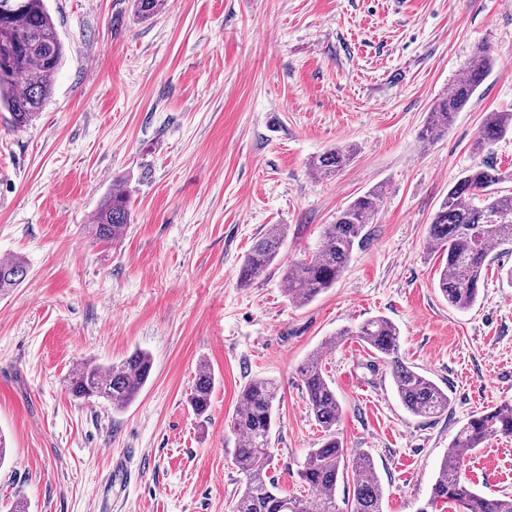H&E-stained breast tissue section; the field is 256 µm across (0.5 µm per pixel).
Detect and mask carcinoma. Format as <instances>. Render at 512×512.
I'll list each match as a JSON object with an SVG mask.
<instances>
[{"label":"carcinoma","mask_w":512,"mask_h":512,"mask_svg":"<svg viewBox=\"0 0 512 512\" xmlns=\"http://www.w3.org/2000/svg\"><path fill=\"white\" fill-rule=\"evenodd\" d=\"M165 0H134L143 18L157 16ZM65 48L45 0H0V112L9 114L11 126H26L40 112L53 90ZM493 58L484 47L461 69L451 90L430 106L421 130L424 142H433L448 131L456 113L469 103L489 75ZM512 135V112H490L485 117L473 150L479 154L491 144ZM351 145L333 148L312 162L321 179H330L355 157ZM496 168L485 163L465 169L448 189L428 225L427 245L447 254L437 288L448 304L471 309L485 287L495 248L512 242V193L503 194ZM382 190L374 188L336 212L324 226L318 247L309 257L282 269L285 295L305 306L331 288L343 275L354 250L363 246L367 225L380 207ZM131 223L129 197L116 187L101 200L93 215L94 235L103 243H118ZM288 232L277 226L257 237L240 269L238 279L248 286L264 276L279 258ZM27 277L26 265L16 258L0 262V291L20 286ZM354 336L389 368L396 394L413 415L435 419L448 411L450 399L436 382L409 365L400 353V331L384 316L364 320L352 330L339 333L337 341ZM153 360L135 350L119 362L90 361L72 371L68 391L77 399L103 400L115 411L129 407L150 378ZM308 412L324 433L321 446L310 450L298 472L305 496L286 495L270 476L273 463L272 433L277 387L265 379H253L239 395L233 430L238 438L234 464L245 485L231 512H339L336 489L352 474L351 512H384V489L370 457L349 461L336 439V423L342 406L332 381L322 368L320 353L307 356L298 369ZM215 378L207 366L196 375L189 404L197 415L211 405ZM492 436L512 437V405L483 410L462 425L443 455L431 487L428 512L442 504L452 512H512V495L492 496L477 491L462 477L464 455L482 447Z\"/></svg>","instance_id":"cac0c4a2"}]
</instances>
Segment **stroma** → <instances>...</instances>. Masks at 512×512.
I'll return each mask as SVG.
<instances>
[{"label":"stroma","mask_w":512,"mask_h":512,"mask_svg":"<svg viewBox=\"0 0 512 512\" xmlns=\"http://www.w3.org/2000/svg\"><path fill=\"white\" fill-rule=\"evenodd\" d=\"M65 44L53 93L29 126L0 113V259L21 257L0 293V512H227L244 477L231 421L251 379L278 386L271 474L298 493L323 433L297 376L321 350L347 458L368 455L384 512H418L441 458L474 412L512 404V251L500 247L477 304L459 312L436 281L445 262L428 226L460 172L485 162L512 192V137L473 154L491 112H512V5L506 0H167L143 20L132 0H46ZM493 68L431 144L420 131L478 45ZM353 145L329 180L311 160ZM132 221L113 246L92 217L113 186ZM381 209L336 284L291 304L278 267L248 287L258 234L288 229L283 257L316 247L337 210L373 188ZM385 316L401 354L450 398L437 419L408 412L389 370L336 332ZM136 349L152 375L124 411L71 397L83 360ZM212 405L188 398L200 365ZM151 451L148 469L109 487L112 458ZM462 473L512 494V438L470 451ZM27 277L26 265L17 258L0 262V291L20 286Z\"/></svg>","instance_id":"35a3bbf8"}]
</instances>
